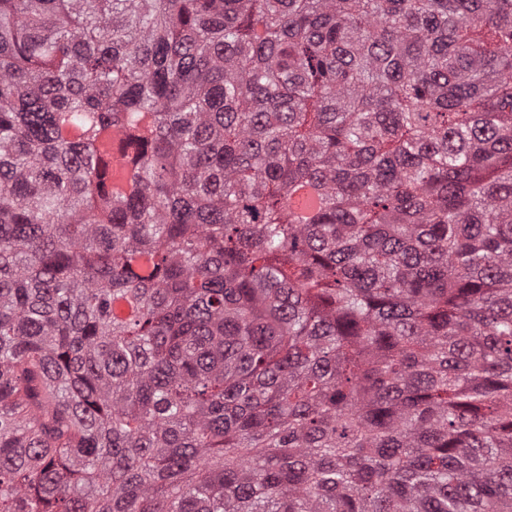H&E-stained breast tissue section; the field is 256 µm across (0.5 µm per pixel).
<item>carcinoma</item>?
Returning <instances> with one entry per match:
<instances>
[{
	"label": "carcinoma",
	"instance_id": "obj_1",
	"mask_svg": "<svg viewBox=\"0 0 512 512\" xmlns=\"http://www.w3.org/2000/svg\"><path fill=\"white\" fill-rule=\"evenodd\" d=\"M0 512H512V0H0Z\"/></svg>",
	"mask_w": 512,
	"mask_h": 512
}]
</instances>
